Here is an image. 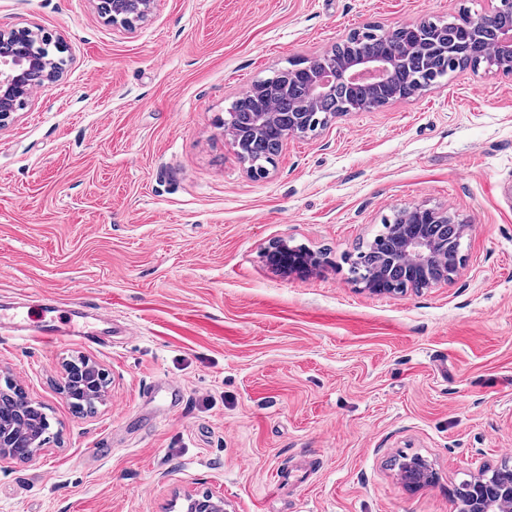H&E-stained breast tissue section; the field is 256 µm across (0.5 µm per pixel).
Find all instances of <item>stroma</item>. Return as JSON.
Instances as JSON below:
<instances>
[{
  "mask_svg": "<svg viewBox=\"0 0 512 512\" xmlns=\"http://www.w3.org/2000/svg\"><path fill=\"white\" fill-rule=\"evenodd\" d=\"M490 0H154L126 31L92 0H0V28L61 37L60 79L0 128V314L108 343L0 332V384L42 404L48 442L0 463V512H456L461 480L512 463V72L464 68L288 138L254 178L233 100L353 31L487 12ZM469 225L454 279L402 295L352 282L384 218ZM285 240L321 254L272 268ZM106 371L79 413L65 360ZM180 384L179 392L163 381ZM422 457L433 482L406 487ZM78 318L61 324H43L34 326L28 321V313L25 315L18 307L16 312L7 318L0 317V329L8 325L11 332L27 340L39 343L58 344L67 342H80L85 344H99L105 341L104 336H112V331L98 328L97 322L103 319V311L90 301L76 303ZM400 475L406 486L416 488L431 478L426 462L418 457L406 459L400 463ZM187 512H223L224 502L208 491L188 492L184 495Z\"/></svg>",
  "mask_w": 512,
  "mask_h": 512,
  "instance_id": "1",
  "label": "stroma"
}]
</instances>
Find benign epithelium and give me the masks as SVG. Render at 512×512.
<instances>
[{"label":"benign epithelium","mask_w":512,"mask_h":512,"mask_svg":"<svg viewBox=\"0 0 512 512\" xmlns=\"http://www.w3.org/2000/svg\"><path fill=\"white\" fill-rule=\"evenodd\" d=\"M153 0H96L97 12L114 27L131 30L135 23L148 18ZM504 15L512 16V0H494L489 12L477 17L453 20L468 40H477L481 33L495 28ZM413 32L420 48L417 63L428 67L442 54H453L458 46L441 40L425 24L416 21L399 27ZM498 68L512 71V33L506 32L491 49ZM397 60L385 58L336 59L323 56L304 61L300 77L310 84L309 99L301 105V111L290 112L285 118L280 142L290 137L305 136L318 121L312 109L334 95L336 86L343 85L354 94L363 88L387 83L393 76ZM57 77L53 63L44 57L31 35L16 29L0 31V127L23 109L36 90ZM279 117L271 103L266 111L254 116L251 132L262 135ZM401 224L396 226L393 250L395 258L408 270L411 282L406 288H428L452 279L463 263L461 248L454 240L439 239L427 234L430 224L458 225V238H463L468 225L457 220L449 209L411 206L400 210ZM274 262L288 275L320 266V258L305 248L291 247L286 242L274 248ZM372 291L401 294L400 288L390 279L389 267L380 261L364 281ZM105 373L95 362L79 358L64 366L62 390L66 394L76 392L83 399L96 403L105 396ZM47 423L41 407L28 397L22 385L9 381L0 390V461L16 460L15 448L27 446L32 454L43 450ZM400 475L405 485L416 488L430 480L431 472L426 462L418 457L400 463ZM458 487L463 497L458 499V512H505L512 507V468L501 472H483L464 480ZM186 512H224V502L208 491H194L184 495Z\"/></svg>","instance_id":"7a95c632"}]
</instances>
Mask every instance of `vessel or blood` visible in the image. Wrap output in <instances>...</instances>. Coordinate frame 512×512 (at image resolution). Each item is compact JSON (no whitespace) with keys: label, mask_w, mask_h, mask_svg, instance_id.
Listing matches in <instances>:
<instances>
[{"label":"vessel or blood","mask_w":512,"mask_h":512,"mask_svg":"<svg viewBox=\"0 0 512 512\" xmlns=\"http://www.w3.org/2000/svg\"><path fill=\"white\" fill-rule=\"evenodd\" d=\"M103 318V311L94 303L81 301L77 304L76 319L61 324H43L35 326L29 323L23 311H16L9 318L0 317V329L7 327L15 335L39 343L58 344L80 342L99 344L104 340L105 332L97 323Z\"/></svg>","instance_id":"1"}]
</instances>
